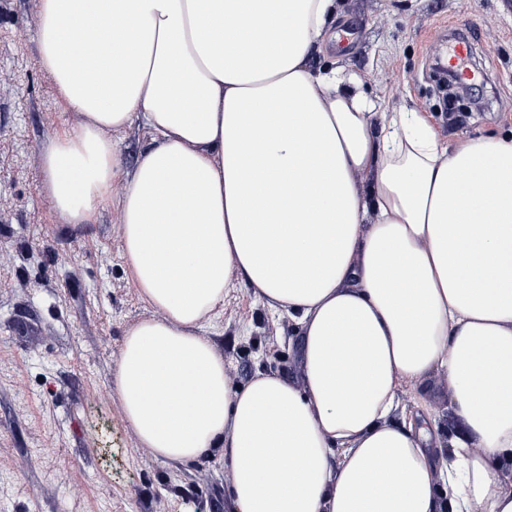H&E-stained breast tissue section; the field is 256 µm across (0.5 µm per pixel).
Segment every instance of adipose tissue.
Returning <instances> with one entry per match:
<instances>
[{"label": "adipose tissue", "instance_id": "ef3b65f1", "mask_svg": "<svg viewBox=\"0 0 512 512\" xmlns=\"http://www.w3.org/2000/svg\"><path fill=\"white\" fill-rule=\"evenodd\" d=\"M337 0H39L81 122L43 152L70 224L118 207L141 297L114 375L163 461L222 450L234 512H512V135L443 144L315 68ZM94 30L85 54L77 36ZM138 126L132 170L106 138ZM239 280L303 328V378L230 382L200 331ZM445 374L462 434L394 423Z\"/></svg>", "mask_w": 512, "mask_h": 512}]
</instances>
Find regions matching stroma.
<instances>
[{
    "label": "stroma",
    "mask_w": 512,
    "mask_h": 512,
    "mask_svg": "<svg viewBox=\"0 0 512 512\" xmlns=\"http://www.w3.org/2000/svg\"><path fill=\"white\" fill-rule=\"evenodd\" d=\"M317 67L360 77L387 111L428 118L443 144L512 131V0H338ZM38 0H0V512H232L221 452L161 461L127 424L110 384L128 329L156 311L135 287L120 214L66 223L44 184L42 152L79 115L39 64ZM474 38L481 99L449 107L433 78L454 36ZM203 337L226 376L302 379L303 336L246 283L232 282ZM429 409L440 434L461 424L440 374L403 384L393 421Z\"/></svg>",
    "instance_id": "obj_1"
}]
</instances>
